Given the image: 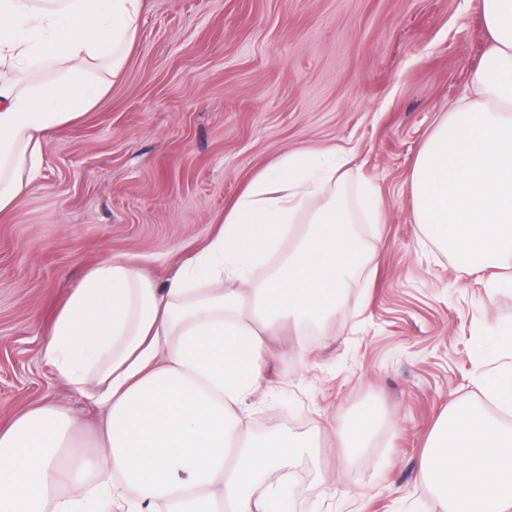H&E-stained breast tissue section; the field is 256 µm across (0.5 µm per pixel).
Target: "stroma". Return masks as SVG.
<instances>
[{"label": "stroma", "mask_w": 512, "mask_h": 512, "mask_svg": "<svg viewBox=\"0 0 512 512\" xmlns=\"http://www.w3.org/2000/svg\"><path fill=\"white\" fill-rule=\"evenodd\" d=\"M486 46L473 0H146L109 93L46 136L42 176L0 214V424L50 402L93 452L98 407L42 359L71 291L116 256L164 284L281 156L344 148L348 202L380 191L385 223L356 231L380 257L327 329L271 340L247 423L320 436L285 469L284 512H437L428 441L450 402L496 411L479 380L512 361L487 342L512 325V267L470 273L420 234L407 188ZM366 412L370 444L346 458L339 432Z\"/></svg>", "instance_id": "obj_1"}]
</instances>
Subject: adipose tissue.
<instances>
[{
    "label": "adipose tissue",
    "mask_w": 512,
    "mask_h": 512,
    "mask_svg": "<svg viewBox=\"0 0 512 512\" xmlns=\"http://www.w3.org/2000/svg\"><path fill=\"white\" fill-rule=\"evenodd\" d=\"M490 46L419 153L408 193L421 234L472 269L512 262V0H478ZM144 0H0V212L42 175L43 138L109 91ZM37 68L51 80L20 83ZM348 156L288 154L260 173L205 247L157 287L114 258L92 268L42 357L104 409L94 454L51 403L0 426V512H279L286 462L316 441L258 440L241 414L284 326L325 324L363 257L337 189ZM271 274L254 279L257 268ZM421 477L440 512H512V426L451 407Z\"/></svg>",
    "instance_id": "adipose-tissue-1"
}]
</instances>
